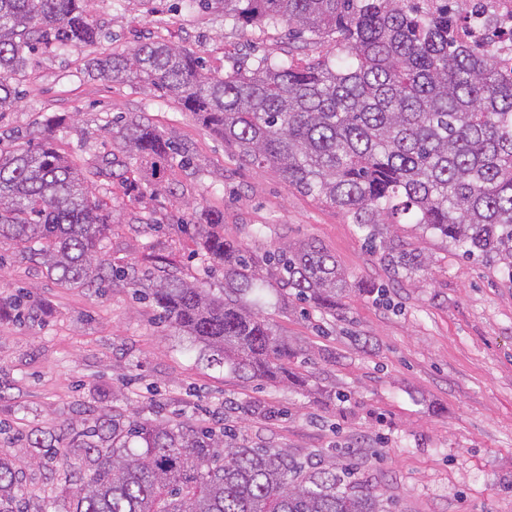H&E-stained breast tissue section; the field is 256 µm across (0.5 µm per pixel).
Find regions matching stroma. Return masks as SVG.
Wrapping results in <instances>:
<instances>
[{
  "instance_id": "obj_1",
  "label": "stroma",
  "mask_w": 512,
  "mask_h": 512,
  "mask_svg": "<svg viewBox=\"0 0 512 512\" xmlns=\"http://www.w3.org/2000/svg\"><path fill=\"white\" fill-rule=\"evenodd\" d=\"M85 7L100 41L30 56L17 107L0 114V147L14 148L58 116L61 151L87 169L111 150L113 121L142 113L188 149L190 166L167 168L158 187L99 178L112 220L104 259L117 270L134 266L220 292L224 271L203 267L194 233L203 213L220 211L225 238L257 255L306 242L323 247L349 288L329 315L265 278L262 314L297 350L294 366L307 377L296 386L208 364L201 344L120 280L66 287L12 242L0 243V448L17 461L30 512L63 501L79 466L74 456L37 463L31 437L78 431L101 415L221 420L248 445L351 464L395 512H512V275L414 224L393 225L388 239L420 251L425 265L394 273L344 211L243 164L147 82L115 83L86 70L88 59L126 53L146 38L193 52L219 73L264 55L298 65L332 59L335 42H298L284 25L235 29L173 0H154L151 13L140 0L118 11L112 0ZM258 226L264 234L256 238ZM367 282L385 296L363 293Z\"/></svg>"
}]
</instances>
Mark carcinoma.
<instances>
[{"label":"carcinoma","mask_w":512,"mask_h":512,"mask_svg":"<svg viewBox=\"0 0 512 512\" xmlns=\"http://www.w3.org/2000/svg\"><path fill=\"white\" fill-rule=\"evenodd\" d=\"M443 2L431 12L414 0H188L233 28L284 23L292 37L334 36L345 56L303 67L260 57L216 75L200 57L149 40L124 55L92 58L87 69L113 82L147 79L242 163L269 168L345 211L392 267L422 265L420 254L386 244L391 225L405 223L512 269V76L490 44L452 36L461 9ZM84 3L0 0V112L18 104L13 82L38 45L67 51L97 42L100 30ZM59 125L49 117L26 145L0 150V240L61 284L98 288L113 269L95 257L110 224L94 177L133 160L141 179L157 181L186 149L134 117L116 132L114 151L84 171L54 144ZM222 223L224 213L211 211L198 231L202 263L224 267V293L176 277L154 282L134 267L123 280L203 343L211 362L304 384L288 368L296 352L241 296L261 288L266 266L288 293L334 314L348 288L344 272L312 244L251 255L224 238ZM31 448L40 460L73 452L85 461L63 512H391L347 465L308 463L181 422L103 416L83 435H43ZM0 512H28L16 463L3 448Z\"/></svg>","instance_id":"cac0c4a2"}]
</instances>
